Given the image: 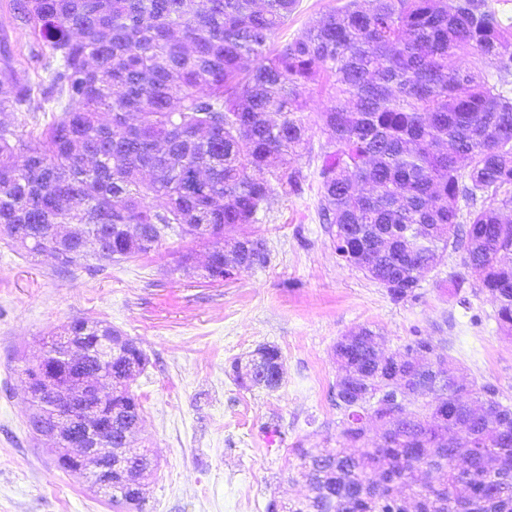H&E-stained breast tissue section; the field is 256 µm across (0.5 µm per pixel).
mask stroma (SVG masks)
Returning a JSON list of instances; mask_svg holds the SVG:
<instances>
[{
    "label": "stroma",
    "instance_id": "obj_1",
    "mask_svg": "<svg viewBox=\"0 0 512 512\" xmlns=\"http://www.w3.org/2000/svg\"><path fill=\"white\" fill-rule=\"evenodd\" d=\"M343 0H299L279 47ZM0 0V70L34 88L47 75L28 56L32 36ZM314 89L307 113L312 153L297 161L301 194L274 191L243 235L263 239L267 262L210 281L184 271L182 255L202 265L206 245L167 237L150 254L96 261L59 272L53 258L28 260L0 243V512H117L76 472L57 467L46 438L33 435L23 363L42 340L75 320L103 321L133 338L149 362L131 384L142 403L137 444L159 462L143 512H266L274 498L306 495L288 481L292 448H332L340 431L333 347L367 326L393 352L430 339L454 359L461 377L491 385L512 404V337L502 335L489 294L455 291L461 253L445 252L416 297L392 300L379 283L342 265L318 215L319 149L327 134L317 112L329 103ZM277 347L284 366L276 390L240 386L234 361Z\"/></svg>",
    "mask_w": 512,
    "mask_h": 512
}]
</instances>
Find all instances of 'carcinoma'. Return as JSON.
Returning <instances> with one entry per match:
<instances>
[{"label": "carcinoma", "instance_id": "cac0c4a2", "mask_svg": "<svg viewBox=\"0 0 512 512\" xmlns=\"http://www.w3.org/2000/svg\"><path fill=\"white\" fill-rule=\"evenodd\" d=\"M297 0H11L48 72L38 131L0 124V237L58 269L80 261L128 260L169 234L209 245L205 277L223 280L230 229L259 223L272 185L299 194L293 165L309 143L305 93L329 84L318 113L322 148L320 219L338 258L395 301L416 297L419 277L452 249L463 254L457 289L487 292L499 330L512 336V23L487 0H345L278 49L272 37ZM495 67L489 82L483 66ZM30 86L0 74V112L31 110ZM469 206L460 223L459 200ZM489 200L483 205L481 201ZM159 204L154 205L152 201ZM238 260L263 265L265 242L237 239ZM334 346L342 415L335 448H293L288 462L311 495L288 512H512V407L489 385L463 392L451 357L442 377L415 369L418 338L388 355L381 336ZM45 343V375L83 367ZM270 386L281 355L257 349ZM141 364L130 339L112 360L102 413L128 428L142 405L129 367ZM407 375L413 389L436 387L439 418L414 399L391 424L376 397ZM497 407L496 422L472 406ZM30 422L55 417L50 398H30ZM381 419L390 443L370 437ZM382 471L383 481L370 479ZM115 508L144 496L112 473Z\"/></svg>", "mask_w": 512, "mask_h": 512}]
</instances>
